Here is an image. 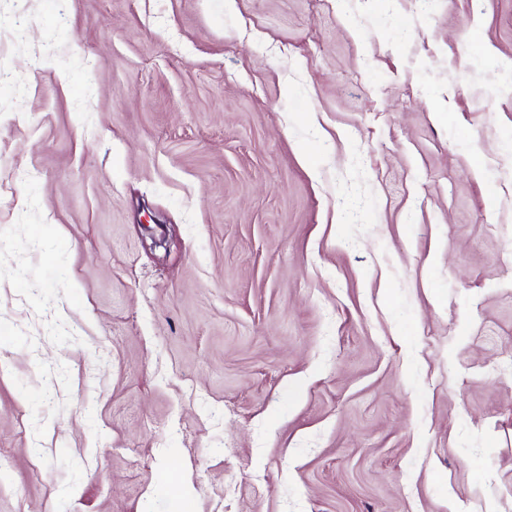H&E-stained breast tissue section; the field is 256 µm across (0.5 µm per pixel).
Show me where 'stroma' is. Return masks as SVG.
Instances as JSON below:
<instances>
[{
  "instance_id": "obj_1",
  "label": "stroma",
  "mask_w": 512,
  "mask_h": 512,
  "mask_svg": "<svg viewBox=\"0 0 512 512\" xmlns=\"http://www.w3.org/2000/svg\"><path fill=\"white\" fill-rule=\"evenodd\" d=\"M0 512H512V0H0Z\"/></svg>"
}]
</instances>
